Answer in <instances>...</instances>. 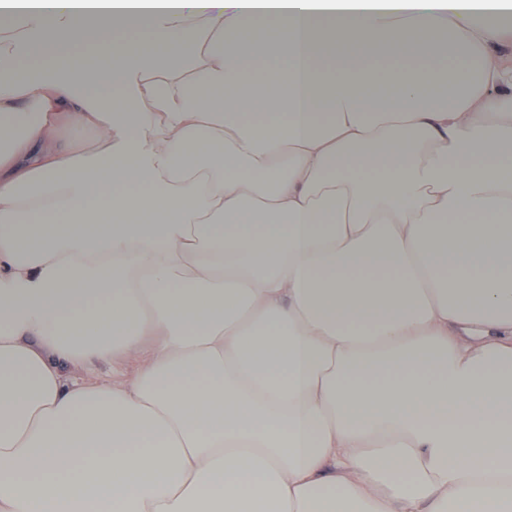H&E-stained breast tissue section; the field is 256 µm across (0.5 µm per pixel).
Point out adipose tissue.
Returning <instances> with one entry per match:
<instances>
[{"instance_id": "adipose-tissue-1", "label": "adipose tissue", "mask_w": 512, "mask_h": 512, "mask_svg": "<svg viewBox=\"0 0 512 512\" xmlns=\"http://www.w3.org/2000/svg\"><path fill=\"white\" fill-rule=\"evenodd\" d=\"M0 34V512H512V0ZM139 360L133 356H119L108 361L88 363H67L63 372L89 382H126L136 373Z\"/></svg>"}]
</instances>
